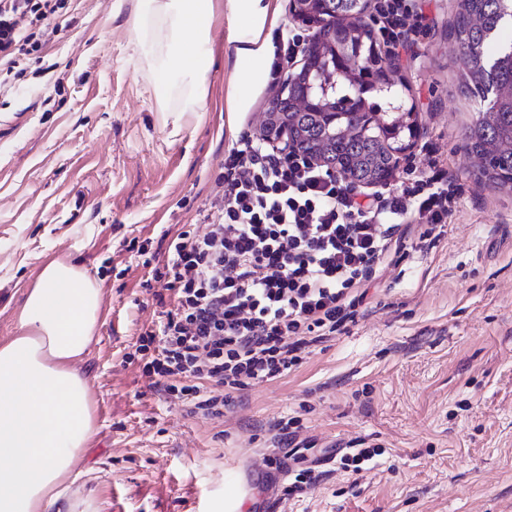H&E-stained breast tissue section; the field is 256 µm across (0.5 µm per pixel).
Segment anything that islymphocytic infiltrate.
Masks as SVG:
<instances>
[{
  "label": "lymphocytic infiltrate",
  "instance_id": "lymphocytic-infiltrate-1",
  "mask_svg": "<svg viewBox=\"0 0 512 512\" xmlns=\"http://www.w3.org/2000/svg\"><path fill=\"white\" fill-rule=\"evenodd\" d=\"M426 0H378L383 38L407 48L427 18ZM64 0H0V85L23 75L43 46V20ZM205 234L185 230L154 267L162 312L136 348L143 372L206 418L234 392L298 366L310 347L355 325L368 290L410 253L434 247L461 205V189L436 158L408 160L396 184L367 193L305 154L247 139L224 155ZM299 417L274 426L286 447L282 495L324 479L299 438Z\"/></svg>",
  "mask_w": 512,
  "mask_h": 512
}]
</instances>
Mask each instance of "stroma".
<instances>
[{
    "label": "stroma",
    "instance_id": "stroma-1",
    "mask_svg": "<svg viewBox=\"0 0 512 512\" xmlns=\"http://www.w3.org/2000/svg\"><path fill=\"white\" fill-rule=\"evenodd\" d=\"M215 5L206 111H185L165 45L135 52L138 0H66V25L0 87V341L47 262L74 261L103 288L81 364L98 431L74 497L98 512H225L234 490L235 512H512V191L478 181L464 147L475 105L449 36L455 0H430L397 59L419 124L409 156L432 147L465 188L447 234L390 268L349 332L234 393L220 420L144 374L136 343L158 313L128 244L160 256L162 231H204L225 153L260 134L281 87L257 80L229 111L228 36L249 22ZM293 410L328 476L285 501L264 458L270 423ZM362 441L384 449L374 468L338 470L336 447Z\"/></svg>",
    "mask_w": 512,
    "mask_h": 512
}]
</instances>
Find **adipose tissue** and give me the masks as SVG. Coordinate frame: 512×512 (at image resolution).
Segmentation results:
<instances>
[{"instance_id":"obj_1","label":"adipose tissue","mask_w":512,"mask_h":512,"mask_svg":"<svg viewBox=\"0 0 512 512\" xmlns=\"http://www.w3.org/2000/svg\"><path fill=\"white\" fill-rule=\"evenodd\" d=\"M250 31L230 37L233 88L253 83L268 64V6L227 0ZM213 0H147L146 16L169 23L172 66L190 79L186 109H206L212 57ZM197 40L185 44L183 30ZM103 290L77 263L55 260L29 288L13 336L0 342V512H77L69 491L85 475L81 462L97 432L91 391L79 364L101 324Z\"/></svg>"}]
</instances>
